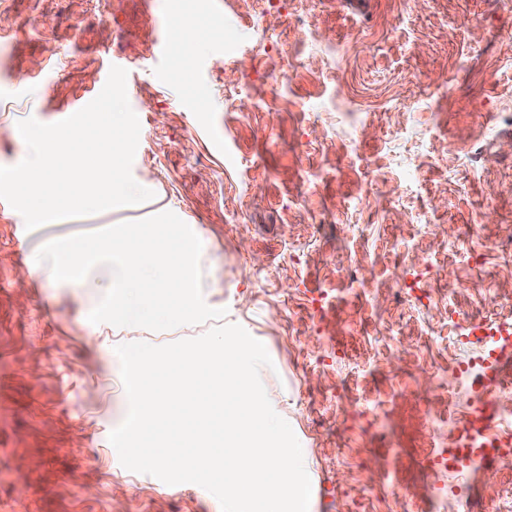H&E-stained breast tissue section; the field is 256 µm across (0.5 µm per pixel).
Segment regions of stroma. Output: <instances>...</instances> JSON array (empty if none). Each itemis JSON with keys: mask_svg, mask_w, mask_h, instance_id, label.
Here are the masks:
<instances>
[{"mask_svg": "<svg viewBox=\"0 0 512 512\" xmlns=\"http://www.w3.org/2000/svg\"><path fill=\"white\" fill-rule=\"evenodd\" d=\"M169 9L0 0V166L27 155L19 121L65 119L117 65L140 113L132 175L155 193L28 238L0 207V512H221L107 438L128 410L116 346L211 322L94 324L102 269L59 288L35 265L52 240L164 211L202 242L205 302L272 359L260 379L301 444L309 512H459L426 478L423 380L451 365L449 314L512 324V0H205L199 45L175 49ZM456 479L512 512V472Z\"/></svg>", "mask_w": 512, "mask_h": 512, "instance_id": "35a3bbf8", "label": "stroma"}]
</instances>
